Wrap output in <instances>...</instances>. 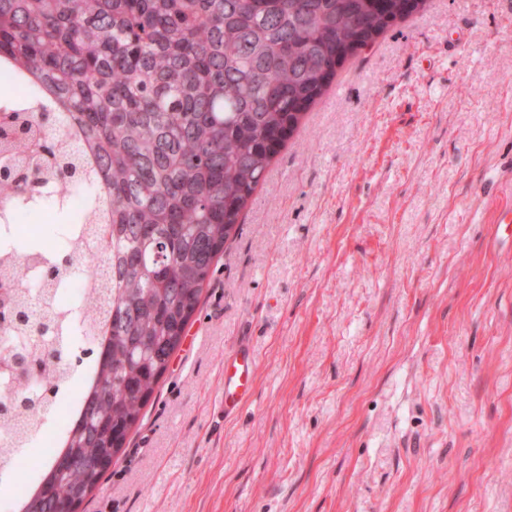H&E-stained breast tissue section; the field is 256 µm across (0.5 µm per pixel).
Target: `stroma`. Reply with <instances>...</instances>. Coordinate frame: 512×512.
Returning <instances> with one entry per match:
<instances>
[{
	"label": "stroma",
	"mask_w": 512,
	"mask_h": 512,
	"mask_svg": "<svg viewBox=\"0 0 512 512\" xmlns=\"http://www.w3.org/2000/svg\"><path fill=\"white\" fill-rule=\"evenodd\" d=\"M508 208L512 0H426L275 156L80 512H512ZM255 359L248 348L239 350L224 361V415H230L253 394Z\"/></svg>",
	"instance_id": "stroma-1"
}]
</instances>
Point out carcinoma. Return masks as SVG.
<instances>
[{
  "label": "carcinoma",
  "mask_w": 512,
  "mask_h": 512,
  "mask_svg": "<svg viewBox=\"0 0 512 512\" xmlns=\"http://www.w3.org/2000/svg\"><path fill=\"white\" fill-rule=\"evenodd\" d=\"M424 0H0V64L42 87L81 138L57 159L58 113L0 109V205L87 181L110 203L99 242L112 306L83 348L21 342L32 398L0 389L3 418L45 414L57 371L86 363L80 407L21 512L83 503L166 372L204 284L278 148L347 61ZM77 263L60 252L46 288ZM46 295L14 294L8 334L50 336Z\"/></svg>",
  "instance_id": "1"
}]
</instances>
